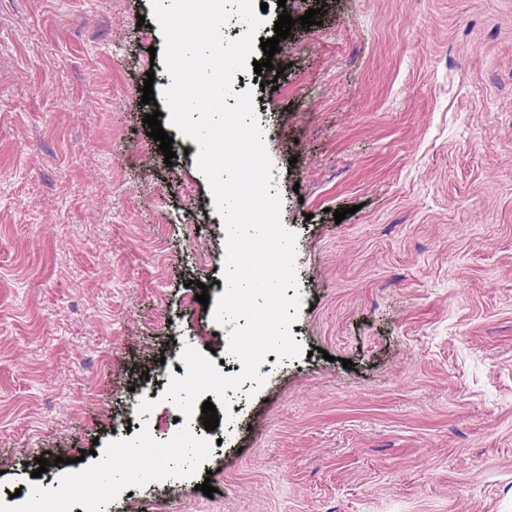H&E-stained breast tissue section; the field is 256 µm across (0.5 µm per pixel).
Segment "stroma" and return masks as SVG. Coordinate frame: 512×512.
I'll return each instance as SVG.
<instances>
[{"label": "stroma", "mask_w": 512, "mask_h": 512, "mask_svg": "<svg viewBox=\"0 0 512 512\" xmlns=\"http://www.w3.org/2000/svg\"><path fill=\"white\" fill-rule=\"evenodd\" d=\"M266 2L259 36L296 23L231 88L297 235L304 353L100 512H512V0ZM163 47L149 0H0V512L174 434L184 347L227 351L196 299L226 252L199 146L141 101Z\"/></svg>", "instance_id": "1"}]
</instances>
